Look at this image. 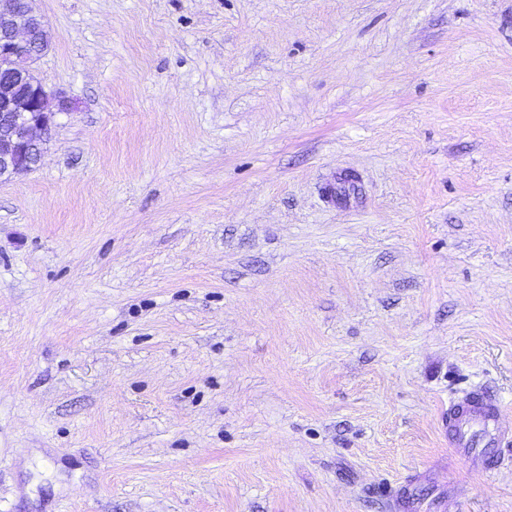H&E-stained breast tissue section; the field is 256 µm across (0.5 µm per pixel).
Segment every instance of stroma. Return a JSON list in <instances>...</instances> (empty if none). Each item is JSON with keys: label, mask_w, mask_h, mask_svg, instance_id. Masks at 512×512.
Returning <instances> with one entry per match:
<instances>
[{"label": "stroma", "mask_w": 512, "mask_h": 512, "mask_svg": "<svg viewBox=\"0 0 512 512\" xmlns=\"http://www.w3.org/2000/svg\"><path fill=\"white\" fill-rule=\"evenodd\" d=\"M74 109L0 182V512H512V0H34ZM448 431V446L468 467L487 477L492 475L488 460L499 456L510 444L512 427H503L499 420L497 400L472 388L448 404L444 419Z\"/></svg>", "instance_id": "stroma-1"}]
</instances>
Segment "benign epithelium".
<instances>
[{
    "label": "benign epithelium",
    "instance_id": "7a95c632",
    "mask_svg": "<svg viewBox=\"0 0 512 512\" xmlns=\"http://www.w3.org/2000/svg\"><path fill=\"white\" fill-rule=\"evenodd\" d=\"M33 0H0V180L24 174L41 157L55 118L72 106L56 100L32 65L48 50Z\"/></svg>",
    "mask_w": 512,
    "mask_h": 512
}]
</instances>
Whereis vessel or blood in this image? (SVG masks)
Returning <instances> with one entry per match:
<instances>
[{
  "mask_svg": "<svg viewBox=\"0 0 512 512\" xmlns=\"http://www.w3.org/2000/svg\"><path fill=\"white\" fill-rule=\"evenodd\" d=\"M444 427L449 447L471 470L486 476L492 473L489 458L512 444V429L501 425L496 399L476 388L449 402Z\"/></svg>",
  "mask_w": 512,
  "mask_h": 512,
  "instance_id": "vessel-or-blood-1",
  "label": "vessel or blood"
}]
</instances>
